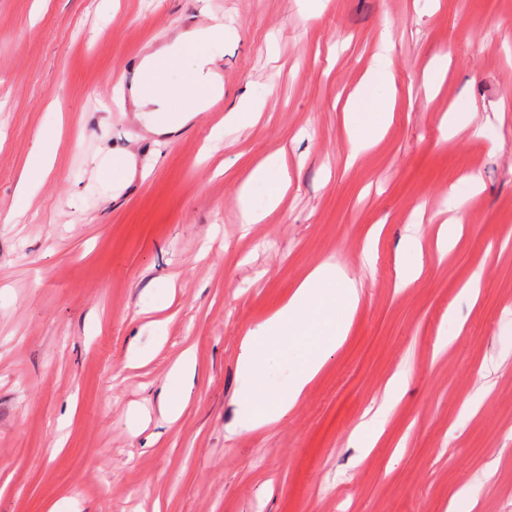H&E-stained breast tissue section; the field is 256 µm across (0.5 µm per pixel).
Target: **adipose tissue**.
Listing matches in <instances>:
<instances>
[{
    "label": "adipose tissue",
    "instance_id": "ef3b65f1",
    "mask_svg": "<svg viewBox=\"0 0 512 512\" xmlns=\"http://www.w3.org/2000/svg\"><path fill=\"white\" fill-rule=\"evenodd\" d=\"M229 32L224 21L216 18L211 24L178 34L161 51L143 57L129 92L137 108L148 109L154 132H175L206 111V93L223 95L224 84L211 49L222 44ZM161 63L182 67L179 84L156 77V68ZM175 99L181 100V108L172 107ZM395 102L391 49L385 46L344 107L343 126L351 158H358L380 141L393 120ZM287 156V148L279 147L257 163L240 184L238 202L243 223H261L279 205L291 184ZM359 303L356 281L334 265L321 264L269 317L246 332L241 343L239 372L241 391L249 407L239 417L236 431H254L295 407L326 359L347 336ZM288 345L296 347L299 356L287 389H264L269 364ZM194 371L195 354L185 350L171 369L159 400V413L164 419L175 420L189 400Z\"/></svg>",
    "mask_w": 512,
    "mask_h": 512
}]
</instances>
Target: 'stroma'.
Returning a JSON list of instances; mask_svg holds the SVG:
<instances>
[{"label":"stroma","mask_w":512,"mask_h":512,"mask_svg":"<svg viewBox=\"0 0 512 512\" xmlns=\"http://www.w3.org/2000/svg\"><path fill=\"white\" fill-rule=\"evenodd\" d=\"M213 15L233 30L214 48L224 107L250 95L261 116L239 135L208 111L156 134L117 80ZM386 37L395 117L352 162L343 106ZM510 42L512 0H0V512H444L464 484L474 512H512ZM460 101L472 125L443 138ZM282 144L292 187L242 225L238 187ZM40 152L54 164L31 218L5 223ZM470 172L483 190L438 257L446 192ZM419 206L423 270L399 292ZM325 262L362 288L348 335L294 409L233 433L244 334ZM451 313L463 329L439 354ZM189 347L192 392L167 423ZM399 371L400 400L360 431ZM194 371L195 354L189 348L182 352L171 369L166 390L159 400V413L164 419L175 420L189 400Z\"/></svg>","instance_id":"35a3bbf8"}]
</instances>
